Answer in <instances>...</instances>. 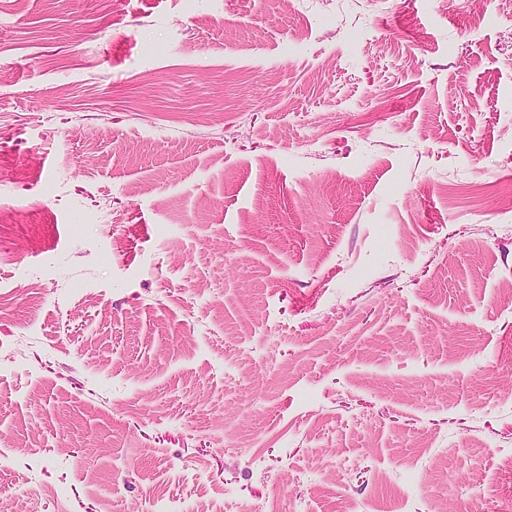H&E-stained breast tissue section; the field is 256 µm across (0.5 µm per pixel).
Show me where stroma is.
Here are the masks:
<instances>
[{"label":"stroma","mask_w":512,"mask_h":512,"mask_svg":"<svg viewBox=\"0 0 512 512\" xmlns=\"http://www.w3.org/2000/svg\"><path fill=\"white\" fill-rule=\"evenodd\" d=\"M512 0H0V512H512Z\"/></svg>","instance_id":"obj_1"}]
</instances>
